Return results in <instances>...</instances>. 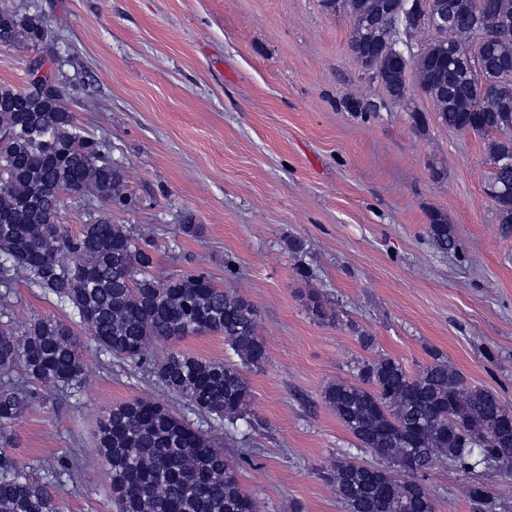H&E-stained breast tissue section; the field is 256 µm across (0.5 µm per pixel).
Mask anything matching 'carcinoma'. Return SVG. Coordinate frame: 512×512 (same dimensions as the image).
Listing matches in <instances>:
<instances>
[{
	"label": "carcinoma",
	"instance_id": "cac0c4a2",
	"mask_svg": "<svg viewBox=\"0 0 512 512\" xmlns=\"http://www.w3.org/2000/svg\"><path fill=\"white\" fill-rule=\"evenodd\" d=\"M353 19L349 49L371 45L379 60L373 78L396 67L414 71L440 122L460 133L499 138L489 142L493 170L486 194L499 223L512 226V37L488 43L484 52L508 64L476 63L480 28L474 20L484 0H452L455 24L438 27L423 0H343ZM494 18L512 24V0H492ZM43 17L0 11V48H37ZM429 29L423 44L413 34ZM67 88L49 82L38 88L0 84V101L18 111L0 112L12 125L0 149V447L12 429L40 403L37 383L67 391L81 385L84 348L130 360L156 378L159 388L190 410L233 428L247 420L251 390L241 367L266 360L257 313L242 295L215 285L204 271L155 275L156 250L122 224L114 208L132 200L120 193L121 170L112 164V144L88 135L62 104ZM100 196L106 208L79 231L55 223L64 195ZM429 237L442 252L456 250L453 226L432 219ZM23 279L78 318L84 335L64 319L37 316L24 328L12 320L14 282ZM308 310L325 319L322 296L311 291ZM222 334L240 364L171 351L157 358L150 346L186 336ZM410 372L396 358L378 354L357 367L358 382L329 384L323 399L358 442L380 459L378 472L348 453L330 461L346 512H436L425 476L438 464L470 475L493 469L512 477V429L502 435L512 405L498 393L467 384L439 352ZM96 447L106 460L117 512H261L242 491L232 464L205 430L155 396L117 404L99 418ZM70 461L28 473L0 452V512H63L61 478ZM468 496L481 512L495 509L494 486L474 482Z\"/></svg>",
	"mask_w": 512,
	"mask_h": 512
}]
</instances>
